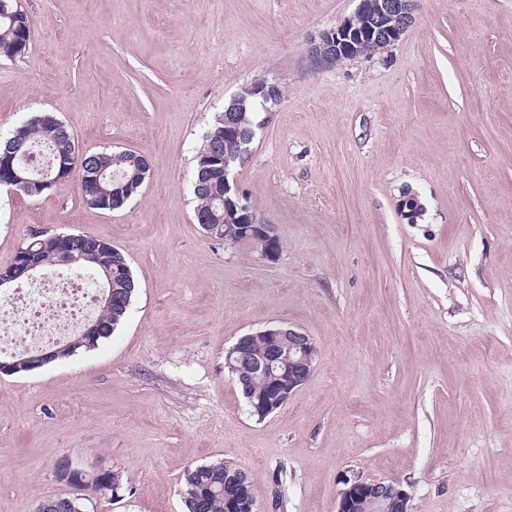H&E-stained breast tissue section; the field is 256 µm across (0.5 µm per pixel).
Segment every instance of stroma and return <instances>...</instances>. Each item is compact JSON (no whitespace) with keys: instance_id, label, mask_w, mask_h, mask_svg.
<instances>
[{"instance_id":"35a3bbf8","label":"stroma","mask_w":512,"mask_h":512,"mask_svg":"<svg viewBox=\"0 0 512 512\" xmlns=\"http://www.w3.org/2000/svg\"><path fill=\"white\" fill-rule=\"evenodd\" d=\"M20 3L0 134L52 112L150 176L114 211L75 181L0 191V266L68 230L109 239L137 282L98 347L0 375V512L67 494L70 469L123 476L87 512H184L185 469L219 460L258 512H336L348 471L400 483L410 512H512V0H419L399 42L329 69L309 41L358 0ZM261 78L282 97L234 179L277 229L273 262L208 238L192 193L215 114ZM273 324L317 357L260 420L224 350Z\"/></svg>"}]
</instances>
